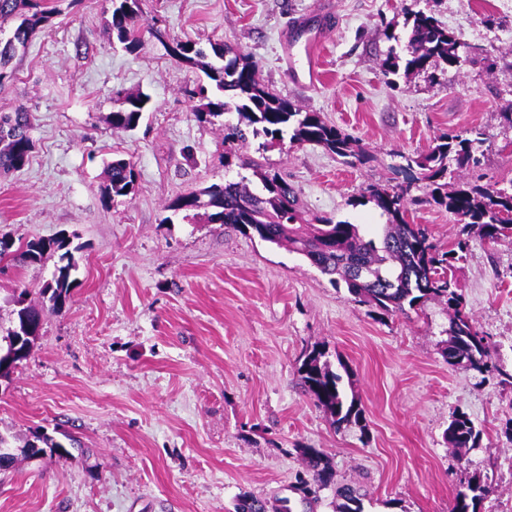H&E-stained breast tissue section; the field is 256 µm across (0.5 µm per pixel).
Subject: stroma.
I'll return each instance as SVG.
<instances>
[{"instance_id":"obj_1","label":"stroma","mask_w":512,"mask_h":512,"mask_svg":"<svg viewBox=\"0 0 512 512\" xmlns=\"http://www.w3.org/2000/svg\"><path fill=\"white\" fill-rule=\"evenodd\" d=\"M320 0H143V16L202 49L225 43L249 55L259 79L304 111L321 113L373 152L351 165L316 144L266 152L264 164L297 192L307 214L381 223L352 206L370 184H411L409 219L440 248L458 233L403 158L433 140L479 128L485 180L512 182V0H332L334 23L318 46L322 83L295 86L280 41ZM460 33L461 62L387 84L382 62L402 50L406 4ZM110 0H78L51 32L19 50L0 85V113L26 107L35 148L0 175V236L21 245L65 236L78 285L46 313L27 360L0 376V436L22 447L44 430L70 459L19 458L0 471V512H235L241 495L264 512H335L336 489L359 487L364 512H449L455 490L492 481L482 512H512V384L448 366L446 306L382 316L330 284L302 256L203 215L171 212L182 193L246 176L224 160L223 124L198 121L185 91L203 74L145 36L139 52L112 38ZM494 16V24L483 21ZM494 66L472 61L471 47ZM148 93L139 125L107 117L118 90ZM130 159L136 191L102 198L105 165ZM452 270L467 312L496 363L512 373V241L472 232ZM58 257L0 263V319L13 295L38 300ZM344 362L342 380L364 427H334L305 392L298 367L312 348ZM470 416L479 443L457 451L444 432ZM317 448L334 480L307 498L301 451Z\"/></svg>"}]
</instances>
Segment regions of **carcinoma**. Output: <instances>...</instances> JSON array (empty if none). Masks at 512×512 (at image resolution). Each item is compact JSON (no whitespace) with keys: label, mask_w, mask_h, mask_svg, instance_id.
Here are the masks:
<instances>
[{"label":"carcinoma","mask_w":512,"mask_h":512,"mask_svg":"<svg viewBox=\"0 0 512 512\" xmlns=\"http://www.w3.org/2000/svg\"><path fill=\"white\" fill-rule=\"evenodd\" d=\"M62 0H0V24L9 19L17 25L6 40L0 39V82L11 76L9 64L16 50L27 45L37 31L52 26ZM112 13L110 30L124 48L133 53L143 46L138 21L142 19V0H110ZM410 35L406 53L394 51L383 61V74L390 85L395 77H406L440 65L460 63L459 36L443 28L431 15L412 7L405 8ZM217 62L207 61L206 52L192 41L176 40L169 51L184 64L199 68L208 84L187 91L188 97L198 100L194 115L201 122L213 123L226 112L237 114V123L224 125V159L238 157L241 165L252 170L261 190L250 187L246 178L224 184H212L198 191L180 194L167 209L194 211L210 209L209 224H229L249 236L303 256L311 266L329 277L334 286H344L359 302L367 304L381 315L404 314L420 303L433 299L445 303L450 312L452 336L445 351L448 365L481 371L488 367V345L473 319L465 311L462 294L448 276L453 262L463 258L468 241L457 237L452 248L442 251L431 234L421 225L408 220L409 188H388L370 185L353 202L359 206L373 203L385 218L381 235L369 237L357 224L337 221L326 215L305 219L299 212V201L293 188L277 172H271L253 157L237 155V147L248 143L249 137L264 138L259 150L266 151L290 134V142L315 143L327 152L365 164L372 159L369 150L328 124L319 112H303L290 100L273 93L257 77L256 64L234 47L211 45ZM120 106L110 113L108 123L114 129L136 127L148 111L151 97L144 92H120ZM484 143L483 132L470 129L460 134L440 137L427 152L406 155L409 169L419 170L425 182L430 202L452 215L455 223L466 230L479 228L483 237L498 241L512 238V186L501 188L482 184L479 180L448 177L454 172L467 171L481 164L477 155ZM34 149L30 136V117L20 106L13 112L0 115V171L18 170L26 165ZM133 163L126 158H114L107 164L106 184L102 192L108 201L130 196L135 191ZM64 264L57 267L53 279L39 290L42 302L36 305L27 300L22 290L13 300L12 326L0 337L5 350L11 349L12 336L26 323L40 324L47 312H59L76 285L72 271L76 270L74 256L65 238L33 239L13 250L0 240V260L10 259L19 264L42 262L54 254ZM365 269L370 276L362 279L357 270ZM325 352L314 348L303 355L298 368L306 392L316 405L331 417L332 423L360 426L365 420L364 409L355 400L347 399L341 376L332 371L324 360ZM444 438L451 448H472L479 438L473 421L463 412L452 414ZM32 441H27L16 454L5 446L0 436V470L12 468L18 455H28ZM301 455L318 486L330 483L332 471L324 453L316 448H303ZM490 487L475 478L459 490L451 512H481ZM364 494L355 486L337 490L336 512H363Z\"/></svg>","instance_id":"1"}]
</instances>
